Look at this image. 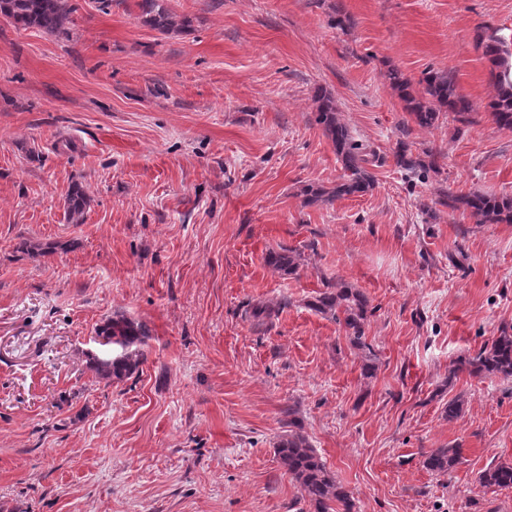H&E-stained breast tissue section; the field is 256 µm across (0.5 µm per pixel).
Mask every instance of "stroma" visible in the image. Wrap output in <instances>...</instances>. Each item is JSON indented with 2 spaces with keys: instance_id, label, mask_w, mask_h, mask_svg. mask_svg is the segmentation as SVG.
<instances>
[{
  "instance_id": "35a3bbf8",
  "label": "stroma",
  "mask_w": 512,
  "mask_h": 512,
  "mask_svg": "<svg viewBox=\"0 0 512 512\" xmlns=\"http://www.w3.org/2000/svg\"><path fill=\"white\" fill-rule=\"evenodd\" d=\"M138 2L77 0L67 40L0 19V512H313L273 451L290 407L353 512H512V489L478 482L512 462V380L457 368L512 328V223L441 203L512 194L476 40L512 30V0H167L191 22L168 35ZM430 67L471 124L403 130L389 74ZM320 93L376 185L307 207L343 173ZM401 139L439 170L410 178ZM75 181L81 224L64 219ZM282 246L294 274L265 262ZM339 279L369 300L373 376L308 307ZM257 303L281 310L258 326ZM117 313L150 340L109 383L96 330ZM455 444L451 472L423 467Z\"/></svg>"
}]
</instances>
